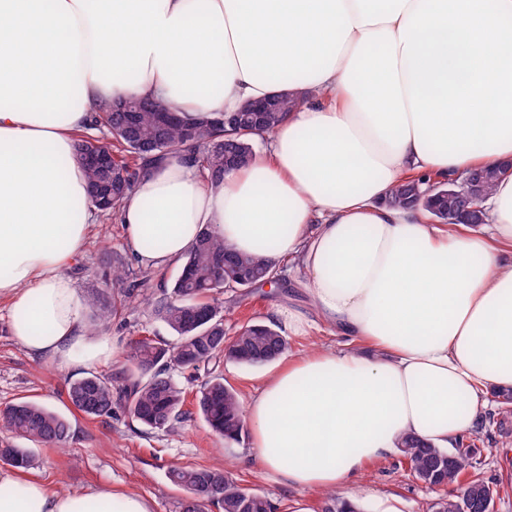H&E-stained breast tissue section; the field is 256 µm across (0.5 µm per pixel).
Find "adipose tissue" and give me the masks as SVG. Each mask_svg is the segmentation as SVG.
Segmentation results:
<instances>
[{
  "mask_svg": "<svg viewBox=\"0 0 512 512\" xmlns=\"http://www.w3.org/2000/svg\"><path fill=\"white\" fill-rule=\"evenodd\" d=\"M285 91L247 167L215 189L167 155L117 218L146 268L209 231L303 271L314 312L278 305L275 329L352 346L283 360L244 411L279 483L331 491L405 436L454 447L512 387V175L478 226L384 203L409 175L512 166V0H0V299L30 352L100 361L66 273L96 219L74 132L120 97L231 113ZM0 512L153 510L0 471Z\"/></svg>",
  "mask_w": 512,
  "mask_h": 512,
  "instance_id": "obj_1",
  "label": "adipose tissue"
}]
</instances>
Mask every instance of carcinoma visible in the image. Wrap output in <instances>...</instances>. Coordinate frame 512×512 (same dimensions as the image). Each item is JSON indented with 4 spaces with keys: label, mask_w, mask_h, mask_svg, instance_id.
Returning a JSON list of instances; mask_svg holds the SVG:
<instances>
[{
    "label": "carcinoma",
    "mask_w": 512,
    "mask_h": 512,
    "mask_svg": "<svg viewBox=\"0 0 512 512\" xmlns=\"http://www.w3.org/2000/svg\"><path fill=\"white\" fill-rule=\"evenodd\" d=\"M297 99L280 93L266 101L265 112H210L191 117L171 113L162 124L158 113L144 109L137 113V125L126 127L124 112L108 108L94 124H104L105 138L83 137L76 141L77 155L85 151L112 156V173L85 167L89 184H112L105 200L93 204L107 218L117 215L123 200L132 191L145 168L176 152H188L206 181L219 185L227 170L244 165L252 156L254 136L275 129L292 111ZM484 197H489L500 178L497 170L479 168ZM431 177L400 180L385 199L392 206L419 207L441 224L455 218L472 225L484 223V210L468 211L448 194V183L436 182L428 191ZM125 272L112 266V301L97 295V326L104 327L117 315L122 303L133 297L134 289L124 287ZM278 283L277 271L265 260L242 255L224 239L204 232L183 257L171 290L163 291L153 312L175 334L176 342L144 338L134 341L127 365L115 377L89 373L70 382V406L93 419L105 420L122 410L140 425L154 432L174 430L188 411L186 391L173 381L170 372L189 373L201 380L195 405L214 433L226 441H238L246 433L245 418L236 390L224 383L218 372L226 362L263 366L277 360L288 349V341L269 325L254 322L229 338L224 330L226 292ZM496 423L502 436H512V390L493 392ZM0 429L45 447H62L71 438V423L63 415L30 400H20L0 408ZM479 437L458 441L452 451L425 445L412 436L399 448L408 475L430 489L452 488L432 504V512H481L480 501L492 482L482 475L475 447ZM0 461L27 469L34 458L22 448H0ZM170 481L185 491L178 502L179 512H278V505L264 494L246 487L227 467L186 466L169 471ZM321 512H360L351 501L327 494Z\"/></svg>",
    "instance_id": "cac0c4a2"
}]
</instances>
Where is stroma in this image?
Listing matches in <instances>:
<instances>
[{"instance_id": "35a3bbf8", "label": "stroma", "mask_w": 512, "mask_h": 512, "mask_svg": "<svg viewBox=\"0 0 512 512\" xmlns=\"http://www.w3.org/2000/svg\"><path fill=\"white\" fill-rule=\"evenodd\" d=\"M112 253L126 271V282L138 290L108 328L93 329V298L103 286L112 267L103 260ZM75 281L84 305V324L90 341L108 340L111 355L92 367H57L51 360L37 356L14 342L10 334L11 309L0 300V407L19 400H36L67 415L73 437L61 448L27 446L25 440L0 430V448L29 447L35 459L26 475L60 492H87L101 484L115 490L135 493L148 499L153 512H177L180 489L168 479L174 466H212L226 464L246 486L271 495L279 503V512H318L323 493L301 491L280 485L267 475L253 458L249 438L227 443L215 436L201 416H194L169 433L146 430L124 413L101 421L89 418L69 407L65 389L70 380L85 371L113 376L124 363L129 345L138 338L173 341L166 324L156 319L151 303L163 287L171 285L178 274L177 265L146 269L133 259L118 220L99 217L92 224L83 254L67 269ZM277 288L249 289L225 293L224 329L234 336L250 321H267L271 311L283 303L308 309L310 301L298 273L281 266ZM481 468L485 477L502 482L504 489L496 501V512H512V440L505 442L491 423L479 429ZM399 454L369 462L360 475L344 488V496L353 497L363 512H428L438 491L415 483L399 464Z\"/></svg>"}]
</instances>
